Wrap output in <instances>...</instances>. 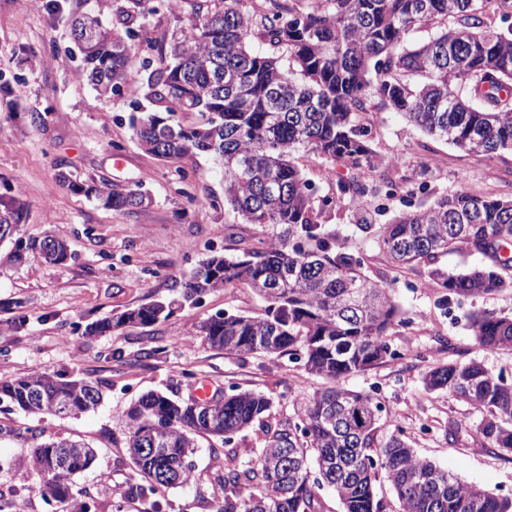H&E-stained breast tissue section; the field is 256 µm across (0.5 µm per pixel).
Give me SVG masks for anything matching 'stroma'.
I'll return each instance as SVG.
<instances>
[{
	"mask_svg": "<svg viewBox=\"0 0 512 512\" xmlns=\"http://www.w3.org/2000/svg\"><path fill=\"white\" fill-rule=\"evenodd\" d=\"M98 0H0V198H19L26 217L11 239L0 242V378L57 374L105 386L97 411L75 416H29L0 403V512H74L73 504L48 503L27 469L34 439H83L97 450L89 471L74 480L75 502L96 512H147L150 499L129 495L140 477L126 448L128 405L149 391L182 400L207 383L213 393L253 391L271 397L270 417H292L295 392L323 388L288 356L244 358L211 348L202 324L219 312L261 316L265 303L237 286L205 293L194 305L148 327L125 326L102 336L87 324L119 315L155 298H176L173 280L188 276L214 254L239 255L263 232L224 203V178L204 155L179 161L157 158L138 143L129 118L149 111L133 59V83L104 97L77 74L79 57L70 34L73 15L99 10ZM44 114L41 124L30 115ZM372 146L381 166L401 157L398 177L426 179L428 196L386 201L376 214L389 222L411 205L448 193L460 180L481 192L512 198V154L490 159L432 139L398 113L379 110ZM67 172L122 190L142 185L148 205L124 212L105 208L92 195L70 191L58 178ZM350 202L324 213L338 246L365 258L370 278L392 284L403 320L392 331L397 358L345 379L347 388L380 398L383 434L401 430L420 457L494 494H512V461L484 445L477 427L484 413L447 393L426 392L422 375L432 364L481 362L492 375L512 379V349L485 350L470 328L473 314L512 317V292L501 291L443 303L426 267L387 264L374 234L362 232ZM53 235L66 239L65 264L43 263L34 253L11 259L14 240ZM458 432L448 437L447 423ZM223 445L200 440L194 477L159 495L161 512H213L222 497L217 481Z\"/></svg>",
	"mask_w": 512,
	"mask_h": 512,
	"instance_id": "stroma-1",
	"label": "stroma"
}]
</instances>
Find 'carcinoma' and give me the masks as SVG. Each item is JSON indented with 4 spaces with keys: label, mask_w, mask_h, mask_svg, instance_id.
I'll return each mask as SVG.
<instances>
[{
    "label": "carcinoma",
    "mask_w": 512,
    "mask_h": 512,
    "mask_svg": "<svg viewBox=\"0 0 512 512\" xmlns=\"http://www.w3.org/2000/svg\"><path fill=\"white\" fill-rule=\"evenodd\" d=\"M492 0H193L192 17L174 31L157 61L144 62V96L152 112L133 118L139 144L166 160L189 154L215 161L224 175V202L249 224L266 228L260 246L241 256L213 255L182 279L183 300L243 284L264 302L263 317L224 312L202 326L213 348L240 358L289 354L326 387L300 392L293 417L271 422L270 398L252 391L209 403L216 424L197 422L190 402L155 392L126 412V448L142 483L128 494H153L193 479L198 439L224 445L219 481L224 499L214 512H323L321 491H335L342 512H381L379 475L391 484L401 512H512V495L472 486L419 457L394 433L379 434L385 411L375 395L342 381L395 356L389 336L403 324L392 289L362 273L364 258L336 250V234L322 224L332 202L369 205L398 187L378 168L371 147L374 109L402 114L428 135L469 153L512 152V13ZM157 0H109L107 18L86 12L72 19L81 55L80 77L100 95L121 93L128 63L142 55L140 32ZM439 23L428 40L406 47L409 35ZM179 112L195 114L183 124ZM303 154L340 167L335 194L316 197L295 163ZM74 192L93 193L104 206L142 205V186L117 190L62 176ZM17 199L0 198V225L19 224ZM382 255L398 268L424 264L441 301L512 290V200L478 193L465 181L451 194L374 226ZM457 250L489 263L463 272L436 266ZM173 302L152 301L123 314L124 322L91 323L99 336L125 325L147 326L173 313ZM486 349L512 348V318L483 312L471 319ZM428 392L446 391L485 411L483 440L512 456V381L482 364L439 363L423 374ZM102 386L93 381L36 374L0 379V403L31 414L96 409ZM170 426L155 452H143L150 421ZM262 445L241 459L231 447L253 427ZM95 451L79 440H37L29 469L41 477L48 502L73 497L72 480L90 469Z\"/></svg>",
    "instance_id": "obj_1"
}]
</instances>
